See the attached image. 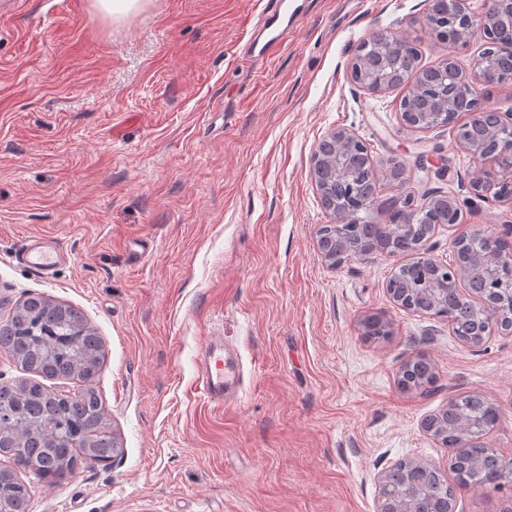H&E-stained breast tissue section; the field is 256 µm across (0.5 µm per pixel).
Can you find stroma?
<instances>
[{
	"label": "stroma",
	"mask_w": 512,
	"mask_h": 512,
	"mask_svg": "<svg viewBox=\"0 0 512 512\" xmlns=\"http://www.w3.org/2000/svg\"><path fill=\"white\" fill-rule=\"evenodd\" d=\"M291 4L287 43L256 63L268 0H145L119 23L90 0H21L0 22V322L29 295L79 309L103 342L96 387L123 445L109 466L36 484L29 512H375L381 472L408 459L447 471L422 422L473 394L499 407L486 444L512 459V335L474 351L446 319L394 306L387 281L412 255L333 268L315 245L334 217L311 158L336 128L369 144L382 197L460 201L435 259L512 225V199L473 194L453 126L408 130L404 88L373 94L349 76L374 31L414 40L424 67L451 55L470 68L482 43L422 29L428 0ZM442 159L445 179L419 167ZM32 235L71 255L51 277L19 258ZM372 314L389 336H363ZM212 333L241 370L221 406L198 388ZM417 359L435 382L399 389Z\"/></svg>",
	"instance_id": "35a3bbf8"
}]
</instances>
